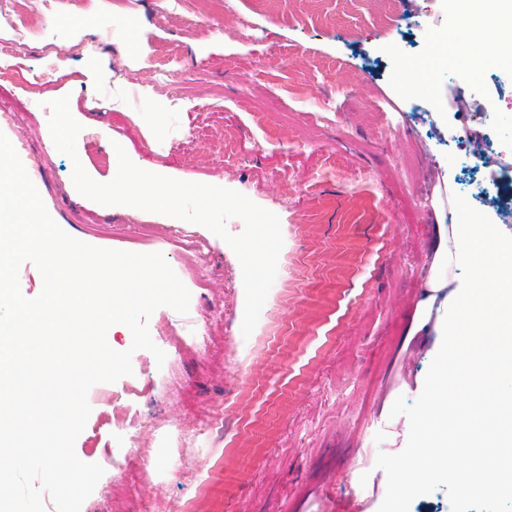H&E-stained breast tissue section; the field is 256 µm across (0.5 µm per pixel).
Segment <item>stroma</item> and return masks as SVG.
Here are the masks:
<instances>
[{"mask_svg":"<svg viewBox=\"0 0 512 512\" xmlns=\"http://www.w3.org/2000/svg\"><path fill=\"white\" fill-rule=\"evenodd\" d=\"M200 14L182 0H19L41 16L8 78L0 121L52 219L93 246L163 254L191 293L187 315L158 308L148 328L166 355L132 357V375L91 388L78 458L105 473L81 512H378L387 478L379 452L407 444L409 422L391 417L398 397L420 394L431 364L432 325L414 330L431 275L439 228L470 219L512 234V219L476 197L477 184L512 182V64L476 74L454 64L452 0H399L397 21L382 0H224ZM248 22L246 39L225 15ZM83 42L95 57L60 62L52 45ZM184 47L182 82L171 94L139 93L125 112H96L92 97L146 84V56ZM130 66L112 68L113 55ZM53 70L46 89L30 68ZM68 97L82 126L77 160L110 181L124 149L138 167L236 190L275 213L283 247L277 275L251 336H243L240 262L207 228L77 192L73 160L60 153L46 102ZM492 143L496 162L475 168L465 140ZM425 166L405 181L411 143ZM449 186L458 207H437ZM152 234L136 237L132 225ZM180 236H173V229ZM204 240L212 267L196 287L182 235ZM187 318L180 347L160 328ZM209 331L218 353L194 348ZM148 459L128 480L136 452Z\"/></svg>","mask_w":512,"mask_h":512,"instance_id":"35a3bbf8","label":"stroma"}]
</instances>
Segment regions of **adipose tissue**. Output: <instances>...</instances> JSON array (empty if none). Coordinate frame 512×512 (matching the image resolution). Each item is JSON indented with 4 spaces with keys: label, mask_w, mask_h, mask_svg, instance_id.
Masks as SVG:
<instances>
[{
    "label": "adipose tissue",
    "mask_w": 512,
    "mask_h": 512,
    "mask_svg": "<svg viewBox=\"0 0 512 512\" xmlns=\"http://www.w3.org/2000/svg\"><path fill=\"white\" fill-rule=\"evenodd\" d=\"M458 6L466 20L455 30V38L480 44L492 34L500 44L512 40V0H458ZM478 249L492 255L494 281L450 284L453 267ZM449 284L483 320L487 334L499 341L470 369L474 377L495 376L497 387L456 411L465 436L480 437L490 457L465 487L470 493L512 497V416L502 410L504 401L512 398V241L456 226L440 232L429 287L418 307L419 325L428 323L439 293Z\"/></svg>",
    "instance_id": "1"
}]
</instances>
